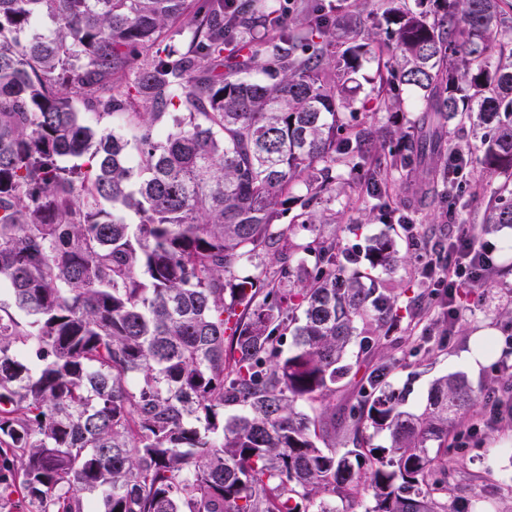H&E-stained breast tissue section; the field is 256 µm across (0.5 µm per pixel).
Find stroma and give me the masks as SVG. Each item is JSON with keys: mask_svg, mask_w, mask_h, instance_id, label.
Wrapping results in <instances>:
<instances>
[{"mask_svg": "<svg viewBox=\"0 0 512 512\" xmlns=\"http://www.w3.org/2000/svg\"><path fill=\"white\" fill-rule=\"evenodd\" d=\"M376 71L373 57L364 58L355 76L357 102L342 114V123L352 128L371 124L386 137L397 129L417 135L422 114L415 105V94L400 92L401 112L373 111L371 104L379 91ZM460 179L463 188L459 212L466 224L482 223L491 201L486 180L470 166L463 169ZM372 205V199L364 197L360 190L337 183L326 205L327 212L335 214L336 223L321 225V232H337L343 252L362 253L367 237L386 228L385 217ZM397 207L400 214L412 218L429 247H447L456 234V222L446 216L447 205H434L418 212L404 201L398 202ZM483 242L493 248V275L482 287L471 289L467 299L458 301L456 320H449L446 306L433 298L426 287L404 312L410 323L405 340L384 339L364 350L356 344L349 349L350 356L363 367L395 360L389 379L401 392L406 407H419L432 381L450 373H462L473 388H489L500 376L501 359L512 355V318L501 313L502 308L512 306V231L506 229L484 236ZM482 342L488 344L491 352L487 362L475 369L467 358ZM361 385L360 377H352L337 386L335 394L325 402L303 406L310 416L335 423V431L324 432L323 438L337 451L352 446L350 411L362 398ZM472 422V417H464L448 432L450 495L469 512L474 506L475 492L485 486L499 512H512V408L501 407L489 424L480 429H473Z\"/></svg>", "mask_w": 512, "mask_h": 512, "instance_id": "35a3bbf8", "label": "stroma"}]
</instances>
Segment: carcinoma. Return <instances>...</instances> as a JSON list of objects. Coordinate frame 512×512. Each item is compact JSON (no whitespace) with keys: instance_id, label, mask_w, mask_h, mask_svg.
<instances>
[{"instance_id":"obj_1","label":"carcinoma","mask_w":512,"mask_h":512,"mask_svg":"<svg viewBox=\"0 0 512 512\" xmlns=\"http://www.w3.org/2000/svg\"><path fill=\"white\" fill-rule=\"evenodd\" d=\"M506 7L0 0V512H93L91 492L101 512H346L365 497L364 512H465L448 499V427L496 401L463 374L413 412L379 365L342 453L301 409L336 393L369 328L404 330L406 291L373 274L406 261L396 239L349 256L315 223L338 179L384 189L413 167L420 206L450 196L443 127L469 123L490 130L465 162L504 176L475 238L512 229ZM383 26L386 82L427 115L388 147L340 120ZM84 110L124 117L135 143ZM294 204L298 222L280 223Z\"/></svg>"}]
</instances>
